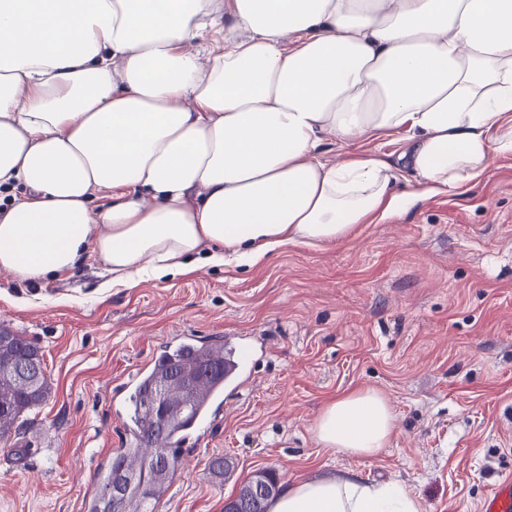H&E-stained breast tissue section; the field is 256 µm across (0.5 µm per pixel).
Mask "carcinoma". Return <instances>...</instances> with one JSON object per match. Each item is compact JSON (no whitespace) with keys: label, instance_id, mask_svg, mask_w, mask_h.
I'll use <instances>...</instances> for the list:
<instances>
[{"label":"carcinoma","instance_id":"carcinoma-1","mask_svg":"<svg viewBox=\"0 0 512 512\" xmlns=\"http://www.w3.org/2000/svg\"><path fill=\"white\" fill-rule=\"evenodd\" d=\"M6 331L9 332L10 342L0 351L4 361L26 354L37 363H42L41 355L30 340L9 327ZM230 357L232 354L224 353L222 346L201 344L178 358L164 355L159 359L130 398L131 420L138 431L137 438L129 447L120 449L107 469L100 473L90 512H154L155 501L160 497L163 483L173 477L175 472V463L179 458L176 451V436L196 415L204 395L197 390L190 396L181 419L160 442L153 438L150 431L151 410L147 403L148 396L158 384L171 380V372L180 366L193 367L202 363L211 365L212 372L207 381L212 384L224 378V365ZM48 391L49 384L46 382L34 392L6 375L0 377L1 440L26 412L45 401ZM154 458L168 460L170 466H154L150 463ZM255 481L263 482L266 487L265 494L259 499L248 497L250 486ZM279 493L280 486L276 474L258 471L240 484L235 495V501L239 503L240 509L236 512H267L269 502Z\"/></svg>","mask_w":512,"mask_h":512}]
</instances>
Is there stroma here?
I'll return each mask as SVG.
<instances>
[{
  "instance_id": "1",
  "label": "stroma",
  "mask_w": 512,
  "mask_h": 512,
  "mask_svg": "<svg viewBox=\"0 0 512 512\" xmlns=\"http://www.w3.org/2000/svg\"><path fill=\"white\" fill-rule=\"evenodd\" d=\"M402 133L323 143L326 161L396 162ZM377 224L253 267L192 264L169 281L105 287L95 261L23 281L0 268V322L37 346L49 394L0 444V512H85L94 477L130 439L114 404L174 336L229 339L248 385L157 512H224L242 481L346 472L408 486L423 512H480L512 478V154L454 193L413 196ZM373 388L396 428L377 458L325 451L312 428L337 396ZM225 461L224 473L211 469Z\"/></svg>"
}]
</instances>
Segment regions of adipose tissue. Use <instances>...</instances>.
<instances>
[{"label": "adipose tissue", "mask_w": 512, "mask_h": 512, "mask_svg": "<svg viewBox=\"0 0 512 512\" xmlns=\"http://www.w3.org/2000/svg\"><path fill=\"white\" fill-rule=\"evenodd\" d=\"M393 131L397 163L321 157L325 136ZM495 153H512V0H0V268L23 280L85 258L127 288L198 255L254 266L388 217L402 174L453 192ZM395 424L359 388L313 433L375 458ZM269 512L422 509L341 473Z\"/></svg>", "instance_id": "ef3b65f1"}]
</instances>
